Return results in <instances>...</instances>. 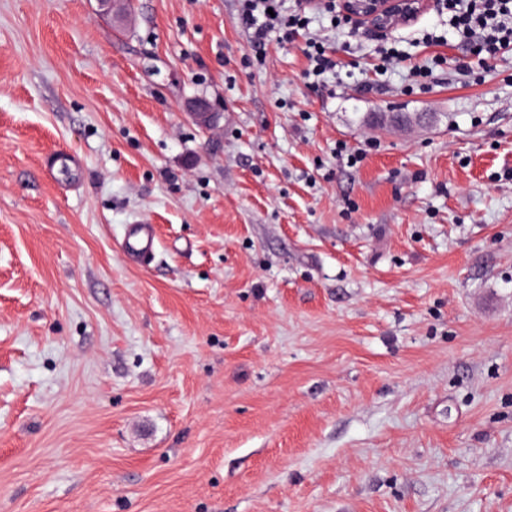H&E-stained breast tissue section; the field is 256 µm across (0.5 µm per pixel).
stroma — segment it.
Listing matches in <instances>:
<instances>
[{"label":"stroma","instance_id":"stroma-1","mask_svg":"<svg viewBox=\"0 0 512 512\" xmlns=\"http://www.w3.org/2000/svg\"><path fill=\"white\" fill-rule=\"evenodd\" d=\"M447 30L321 15L313 87L239 0H0V512H512V47ZM303 52L309 62L305 74L308 78H314L312 84L315 83L316 79L318 83L325 74L336 72V59L323 41L310 37L305 43ZM41 166L47 176L58 184L73 187L82 167V160L76 153L55 150L44 155ZM126 258L142 263L148 262L156 248V236L152 225L145 220H134L128 224L121 243Z\"/></svg>","mask_w":512,"mask_h":512}]
</instances>
